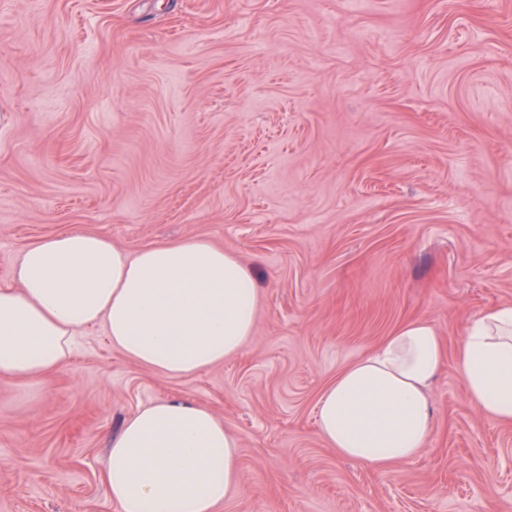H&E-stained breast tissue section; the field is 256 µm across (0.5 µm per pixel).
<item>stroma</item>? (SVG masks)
I'll return each instance as SVG.
<instances>
[{
	"instance_id": "stroma-1",
	"label": "stroma",
	"mask_w": 512,
	"mask_h": 512,
	"mask_svg": "<svg viewBox=\"0 0 512 512\" xmlns=\"http://www.w3.org/2000/svg\"><path fill=\"white\" fill-rule=\"evenodd\" d=\"M71 227L234 253L256 325L194 375L92 327L46 381L0 382V512H120L110 436L181 397L237 440L221 512H512V425L456 361L512 304V0H0V279ZM414 319L447 348L427 446L339 457L322 389Z\"/></svg>"
}]
</instances>
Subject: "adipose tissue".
<instances>
[{
	"label": "adipose tissue",
	"instance_id": "1",
	"mask_svg": "<svg viewBox=\"0 0 512 512\" xmlns=\"http://www.w3.org/2000/svg\"><path fill=\"white\" fill-rule=\"evenodd\" d=\"M254 277L203 238L130 254L73 227L27 246L0 281V381L39 382L68 366L76 334L104 325L123 357L165 376L205 371L251 338ZM446 356L435 326L405 322L342 370L318 399L317 433L373 469L412 459L433 430L429 387ZM471 404L512 424V305L466 328L457 355ZM103 482L120 512H219L241 487L239 450L189 398L141 408L113 434Z\"/></svg>",
	"mask_w": 512,
	"mask_h": 512
}]
</instances>
